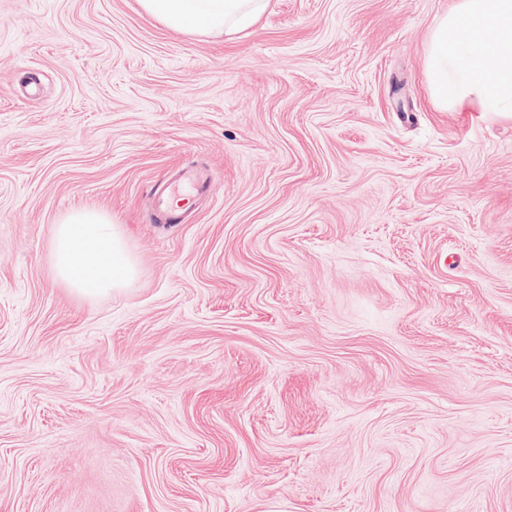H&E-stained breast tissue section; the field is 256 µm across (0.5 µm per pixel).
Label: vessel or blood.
<instances>
[{"label":"vessel or blood","mask_w":512,"mask_h":512,"mask_svg":"<svg viewBox=\"0 0 512 512\" xmlns=\"http://www.w3.org/2000/svg\"><path fill=\"white\" fill-rule=\"evenodd\" d=\"M210 190L208 176L197 166L186 167L177 176L161 181L156 190L157 221L162 224L185 223L198 201Z\"/></svg>","instance_id":"vessel-or-blood-1"}]
</instances>
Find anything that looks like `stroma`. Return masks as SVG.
I'll list each match as a JSON object with an SVG mask.
<instances>
[{
    "instance_id": "stroma-1",
    "label": "stroma",
    "mask_w": 512,
    "mask_h": 512,
    "mask_svg": "<svg viewBox=\"0 0 512 512\" xmlns=\"http://www.w3.org/2000/svg\"><path fill=\"white\" fill-rule=\"evenodd\" d=\"M454 3L0 0V512H512V118L434 105ZM76 210L128 287L56 281ZM269 0H142L146 12L175 29L230 36L254 24ZM210 190L211 182L202 168L185 167L177 176L160 182L156 190V221L159 224H184L198 201ZM177 194L185 196V203L175 207L171 198Z\"/></svg>"
}]
</instances>
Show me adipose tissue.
<instances>
[{"mask_svg":"<svg viewBox=\"0 0 512 512\" xmlns=\"http://www.w3.org/2000/svg\"><path fill=\"white\" fill-rule=\"evenodd\" d=\"M268 3L141 0L167 26L208 37L251 26ZM425 74L440 109L476 104L512 116V0H457L433 30ZM50 257L56 277L87 296L125 287L136 275L118 226L96 212H74L57 225Z\"/></svg>","mask_w":512,"mask_h":512,"instance_id":"ef3b65f1","label":"adipose tissue"}]
</instances>
